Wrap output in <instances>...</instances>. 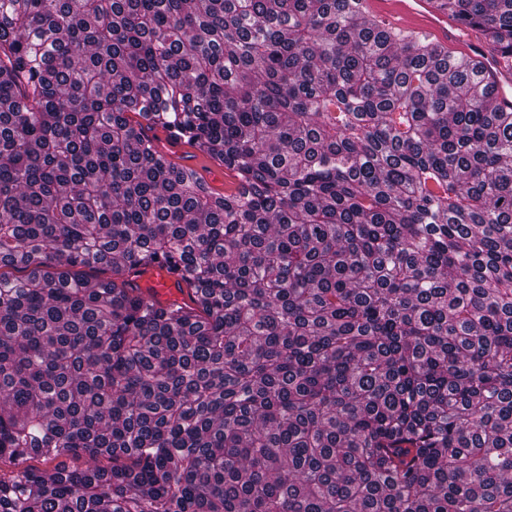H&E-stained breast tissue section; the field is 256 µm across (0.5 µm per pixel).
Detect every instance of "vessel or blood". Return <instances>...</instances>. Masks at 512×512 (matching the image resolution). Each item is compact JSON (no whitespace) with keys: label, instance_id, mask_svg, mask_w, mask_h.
Instances as JSON below:
<instances>
[{"label":"vessel or blood","instance_id":"obj_1","mask_svg":"<svg viewBox=\"0 0 512 512\" xmlns=\"http://www.w3.org/2000/svg\"><path fill=\"white\" fill-rule=\"evenodd\" d=\"M362 13L383 27L412 37H423L448 52L458 53L482 64L493 83V101L512 109V58L494 52L483 35L461 27L434 0H359ZM134 284L149 300L170 304L188 302V291L179 279L161 267L135 274Z\"/></svg>","mask_w":512,"mask_h":512}]
</instances>
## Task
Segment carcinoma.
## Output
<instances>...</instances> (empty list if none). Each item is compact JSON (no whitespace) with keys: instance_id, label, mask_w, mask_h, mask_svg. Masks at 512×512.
I'll return each instance as SVG.
<instances>
[{"instance_id":"carcinoma-1","label":"carcinoma","mask_w":512,"mask_h":512,"mask_svg":"<svg viewBox=\"0 0 512 512\" xmlns=\"http://www.w3.org/2000/svg\"><path fill=\"white\" fill-rule=\"evenodd\" d=\"M436 4L512 57V0ZM491 97L356 0H0V458L91 463L0 512H512ZM195 159L199 164V172H201L215 192L223 194L224 192L230 193L235 190L237 180L233 173L224 169V166H218L209 157L202 154H197ZM132 280L149 300L163 305L173 302L191 304L187 288H184L183 284H179V278L165 268L156 266L141 271V273L134 274Z\"/></svg>"}]
</instances>
